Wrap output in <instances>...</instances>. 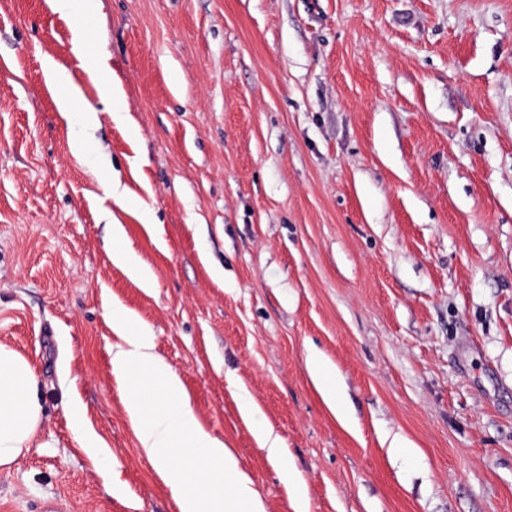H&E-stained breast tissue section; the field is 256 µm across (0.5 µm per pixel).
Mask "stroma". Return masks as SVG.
Returning a JSON list of instances; mask_svg holds the SVG:
<instances>
[{
    "label": "stroma",
    "instance_id": "stroma-1",
    "mask_svg": "<svg viewBox=\"0 0 512 512\" xmlns=\"http://www.w3.org/2000/svg\"><path fill=\"white\" fill-rule=\"evenodd\" d=\"M116 303L267 512L293 501L240 389L309 512H512V0H0V344L43 410L0 512H178L112 374ZM132 250L124 243L122 235L118 229H115V236L112 242V261L118 266L127 270L132 276H141V269L133 263L131 258ZM307 367L323 401L341 423L348 424L351 419V405L336 384V377L330 366L320 355L312 353L308 355ZM238 400L241 412L252 422L259 449L264 451L268 459L277 467L281 481L288 487L294 500L295 512H308V502L303 491V479L290 460L288 448L270 427L256 419L255 407L247 396L239 394ZM66 412L75 431L79 432L84 448H88L91 454L97 455L99 453L97 448H100V446L97 438L85 429L82 409L77 405L69 404Z\"/></svg>",
    "mask_w": 512,
    "mask_h": 512
}]
</instances>
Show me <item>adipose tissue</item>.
<instances>
[{
    "label": "adipose tissue",
    "mask_w": 512,
    "mask_h": 512,
    "mask_svg": "<svg viewBox=\"0 0 512 512\" xmlns=\"http://www.w3.org/2000/svg\"><path fill=\"white\" fill-rule=\"evenodd\" d=\"M111 318L117 335L111 367L126 390V415L142 454L169 487L178 512H267L233 450L200 423L180 376L155 352L146 329L120 306L113 307ZM307 367L323 401L341 423H349L351 405L330 366L312 353ZM36 386L32 364L0 344V466L15 461L37 438L42 407ZM239 408L253 419L258 446L277 467L295 512H308L303 479L282 439L256 421L247 396H240Z\"/></svg>",
    "instance_id": "obj_1"
}]
</instances>
